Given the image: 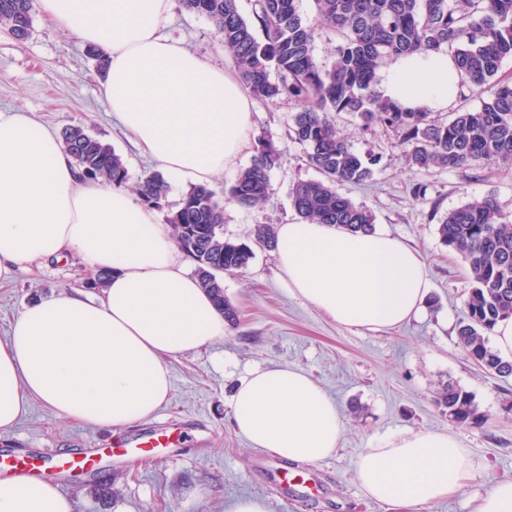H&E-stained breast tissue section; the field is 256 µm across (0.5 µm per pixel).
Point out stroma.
Returning <instances> with one entry per match:
<instances>
[{"label":"stroma","instance_id":"35a3bbf8","mask_svg":"<svg viewBox=\"0 0 512 512\" xmlns=\"http://www.w3.org/2000/svg\"><path fill=\"white\" fill-rule=\"evenodd\" d=\"M160 32L207 63L235 67L211 23L187 11L181 0ZM101 83L85 44L42 17H35L29 36L21 41L0 29L1 112L28 113L59 136L71 127L84 128L123 158L131 178L160 170V163L142 156L131 134L113 120ZM253 110L254 131L270 132L286 153L281 168L272 173L273 193L263 207L226 206L224 234L242 240L255 225L296 220L292 184L318 176L306 164L302 148L288 139L298 105L258 101ZM336 122L355 149L370 148L381 156L372 179L349 187V196L371 210L375 226L416 248L426 264L430 293L417 317L391 331L338 325L291 295L273 251L259 248L246 274L224 276V293L238 310V326L208 348L170 361V399L153 417L115 434L63 420L34 401L13 430L0 432V454L48 460L65 452H89L103 443L142 439L165 423L190 433L189 441L154 449L144 459L106 458L93 474L56 476L72 512H229L242 497L262 500L267 512H391L364 495L354 462L374 435L399 429L451 433L486 463L456 496L412 512H471L474 497L497 481L512 479V378H499L467 360L457 324L467 299L468 270L437 233L441 214L489 193L512 215V171L483 166L419 170L406 165L393 133H362L344 114ZM419 183L427 187L422 199L413 195ZM94 280L72 253L19 271L0 285V341L26 304L63 292L101 295ZM257 366L302 369L325 389L345 423L337 451L313 463H288L247 447L230 426L228 399L238 377ZM449 381L474 395L484 416L481 426L458 424L435 407V393ZM287 472L299 473L305 488L287 487Z\"/></svg>","mask_w":512,"mask_h":512}]
</instances>
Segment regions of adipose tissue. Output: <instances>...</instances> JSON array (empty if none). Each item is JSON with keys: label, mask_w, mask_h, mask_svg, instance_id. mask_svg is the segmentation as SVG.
<instances>
[{"label": "adipose tissue", "mask_w": 512, "mask_h": 512, "mask_svg": "<svg viewBox=\"0 0 512 512\" xmlns=\"http://www.w3.org/2000/svg\"><path fill=\"white\" fill-rule=\"evenodd\" d=\"M173 0H37L57 29L106 52L102 90L140 150L183 184H208L251 146L253 103L230 71L162 38ZM444 52L395 58L381 87L409 108L437 111L453 95ZM77 254L112 277L100 297L64 293L27 304L0 342V431L31 400L66 420L119 429L153 416L171 393V359L223 338V314L186 270L158 218L124 188L85 185L56 136L24 112L0 113V278ZM289 291L337 324L367 331L418 315L429 293L415 251L376 229L351 233L301 220L275 228ZM230 423L250 448L291 463L337 450L335 401L305 371L256 367L235 385ZM481 467L445 431L373 437L355 463L374 501L417 507L459 493ZM0 512H72L34 474L0 473Z\"/></svg>", "instance_id": "adipose-tissue-1"}]
</instances>
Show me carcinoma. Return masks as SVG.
I'll return each instance as SVG.
<instances>
[{
    "label": "carcinoma",
    "instance_id": "carcinoma-1",
    "mask_svg": "<svg viewBox=\"0 0 512 512\" xmlns=\"http://www.w3.org/2000/svg\"><path fill=\"white\" fill-rule=\"evenodd\" d=\"M190 12L206 17L233 58L250 93L266 103L303 104L292 116L290 139L322 178L295 181L292 207L305 222L334 224L350 232H370L374 216L354 202L345 188L371 179L380 157L355 150L341 135L336 116L346 114L364 130L379 122L394 131L411 167L461 169L473 163L512 170V81L498 78L512 59V0H314L315 23L305 20L299 0H254L244 17L238 0H182ZM33 0H0V28L21 40L34 20ZM323 32L337 36L334 60L314 54ZM448 51L455 85L480 96L479 105L439 121L426 108H407L377 90V72L393 57ZM276 71L277 79L270 77ZM63 147L84 179L124 187L129 173L122 157L80 127L64 133ZM254 155L224 196L206 186L191 187L166 223L174 242L195 264L200 287L238 325L236 307L224 296L226 273H243L255 253L252 245L275 247L274 227L257 224L253 244L224 237V204L261 207L272 192V171L284 148L273 135L254 138ZM171 190L163 174H143L135 191L153 209ZM441 242L462 257L469 270L464 318L457 336L467 357L502 378L512 362L489 346L487 334L512 317V217L496 198L485 195L449 211L437 228ZM435 405L459 424L479 425L473 394L447 383Z\"/></svg>",
    "mask_w": 512,
    "mask_h": 512
}]
</instances>
